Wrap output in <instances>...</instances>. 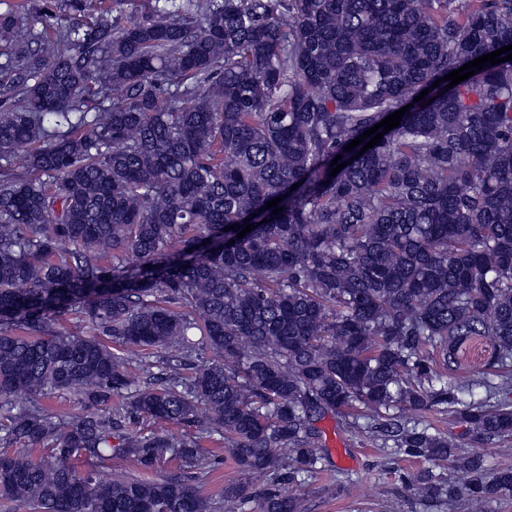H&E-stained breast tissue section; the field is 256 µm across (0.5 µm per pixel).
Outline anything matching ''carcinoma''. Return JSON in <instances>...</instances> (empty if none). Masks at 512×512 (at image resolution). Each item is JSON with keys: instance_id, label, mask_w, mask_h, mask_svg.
Returning a JSON list of instances; mask_svg holds the SVG:
<instances>
[{"instance_id": "cac0c4a2", "label": "carcinoma", "mask_w": 512, "mask_h": 512, "mask_svg": "<svg viewBox=\"0 0 512 512\" xmlns=\"http://www.w3.org/2000/svg\"><path fill=\"white\" fill-rule=\"evenodd\" d=\"M124 2L38 0L62 30L0 12V500L211 512L194 481L217 435L264 480L224 501L301 512L291 486L322 469L328 416L464 479L403 469L409 501L512 500L511 467L400 416L446 404L512 441V403L464 402L434 368L487 336L470 385L512 391V60L444 89L512 42V0ZM118 347L153 351L159 376ZM61 391L76 409L42 404ZM114 455L186 475L105 478Z\"/></svg>"}]
</instances>
